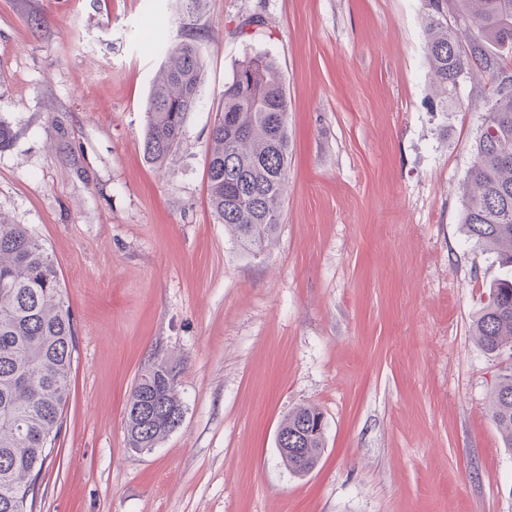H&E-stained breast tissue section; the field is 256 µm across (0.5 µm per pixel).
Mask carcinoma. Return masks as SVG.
Masks as SVG:
<instances>
[{
	"label": "carcinoma",
	"mask_w": 512,
	"mask_h": 512,
	"mask_svg": "<svg viewBox=\"0 0 512 512\" xmlns=\"http://www.w3.org/2000/svg\"><path fill=\"white\" fill-rule=\"evenodd\" d=\"M468 25L470 55L441 18L448 0H424L427 62L433 87L448 100L468 57L493 78L500 63L484 46L512 48V0H455ZM165 57L146 103L143 153L162 165L183 144L188 114L203 105L204 62L191 39L161 38ZM288 99L277 59L265 50L241 60L224 84L207 144L206 181L215 219L253 252H260L282 218L288 183ZM475 161L462 186V224L468 238L505 270L473 322L481 348L511 360L493 391L491 415L512 449V81L495 86L474 145ZM76 351L72 314L65 306L54 259L24 224L0 216V512H35L38 483L61 434ZM185 409L177 374L160 361L137 378L126 401L130 448H154L174 432ZM281 457L304 476L319 463L326 420L315 406L288 412Z\"/></svg>",
	"instance_id": "cac0c4a2"
}]
</instances>
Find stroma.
Segmentation results:
<instances>
[{"instance_id": "stroma-1", "label": "stroma", "mask_w": 512, "mask_h": 512, "mask_svg": "<svg viewBox=\"0 0 512 512\" xmlns=\"http://www.w3.org/2000/svg\"><path fill=\"white\" fill-rule=\"evenodd\" d=\"M261 25L239 28L249 15ZM423 0H0V214L57 263L76 328L71 396L37 512H512V450L491 397L504 364L472 322L502 277L462 220L494 82L470 60L447 108ZM195 40L204 104L164 166L143 155L162 57ZM256 50L288 98L283 216L257 255L207 199L224 85ZM181 425L125 442L124 407L159 360ZM319 407L305 476L278 428Z\"/></svg>"}]
</instances>
